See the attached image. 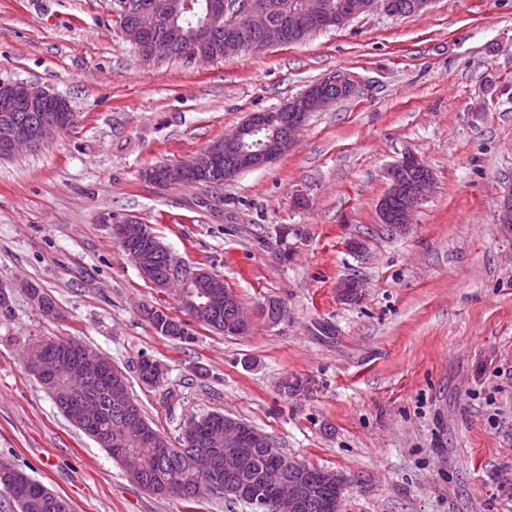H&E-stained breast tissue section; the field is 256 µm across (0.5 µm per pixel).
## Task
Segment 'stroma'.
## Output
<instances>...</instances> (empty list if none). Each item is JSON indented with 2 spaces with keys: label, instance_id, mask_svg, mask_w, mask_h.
Here are the masks:
<instances>
[{
  "label": "stroma",
  "instance_id": "stroma-1",
  "mask_svg": "<svg viewBox=\"0 0 512 512\" xmlns=\"http://www.w3.org/2000/svg\"><path fill=\"white\" fill-rule=\"evenodd\" d=\"M338 71L355 94L312 113L267 167L216 191L142 178ZM14 81L66 98L76 125L0 160V461L73 512H254L132 482L24 369L28 342L64 336L111 358L170 440L221 412L342 474L343 512H512V232L497 222L512 186V0L372 12L202 67L143 63L112 0H0V82ZM408 151L435 186L409 231L389 235L377 205ZM125 215L186 266L222 275L252 309L251 332L157 334L143 307L183 311L117 245L112 219ZM349 278L365 285L359 302L338 297ZM26 281L60 319L31 305ZM271 298L288 310L277 324L262 313ZM144 357L164 368L161 385L140 381ZM286 376L311 393L284 397Z\"/></svg>",
  "mask_w": 512,
  "mask_h": 512
}]
</instances>
